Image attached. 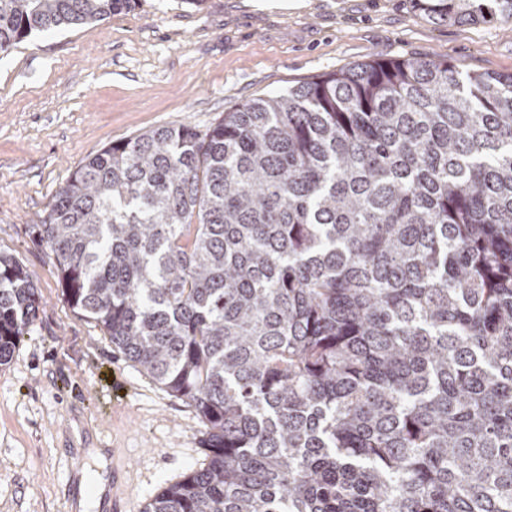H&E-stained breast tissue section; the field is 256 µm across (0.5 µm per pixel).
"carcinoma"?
Returning a JSON list of instances; mask_svg holds the SVG:
<instances>
[{
	"instance_id": "obj_1",
	"label": "carcinoma",
	"mask_w": 512,
	"mask_h": 512,
	"mask_svg": "<svg viewBox=\"0 0 512 512\" xmlns=\"http://www.w3.org/2000/svg\"><path fill=\"white\" fill-rule=\"evenodd\" d=\"M137 2L0 0V53ZM29 233L204 425L206 462L140 512H512V74L365 62L148 130ZM39 306L0 251V366Z\"/></svg>"
}]
</instances>
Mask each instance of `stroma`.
<instances>
[{"instance_id":"stroma-1","label":"stroma","mask_w":512,"mask_h":512,"mask_svg":"<svg viewBox=\"0 0 512 512\" xmlns=\"http://www.w3.org/2000/svg\"><path fill=\"white\" fill-rule=\"evenodd\" d=\"M425 56L512 73V21L436 23L414 0H138L0 54V251L40 296L0 366V512H80V495L112 477L96 453L116 448L140 512L206 459L194 407L66 302L28 233L79 164L159 126L206 129L246 100L357 63Z\"/></svg>"}]
</instances>
